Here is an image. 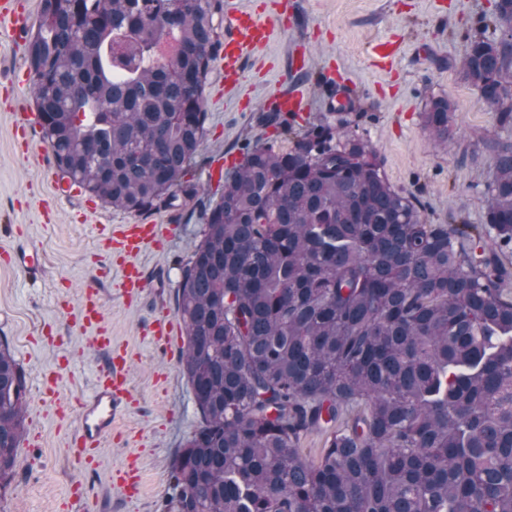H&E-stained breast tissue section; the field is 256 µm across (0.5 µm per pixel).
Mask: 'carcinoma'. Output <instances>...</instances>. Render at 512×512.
Masks as SVG:
<instances>
[{
  "label": "carcinoma",
  "instance_id": "1",
  "mask_svg": "<svg viewBox=\"0 0 512 512\" xmlns=\"http://www.w3.org/2000/svg\"><path fill=\"white\" fill-rule=\"evenodd\" d=\"M223 20L224 0H41L26 43L62 176L116 208L204 219L178 261L179 372L200 420L170 464L171 512H512V142L485 144L480 224L428 223L368 143L322 123L289 149L248 146L204 197ZM478 29L461 77L512 125V0ZM453 112L426 104L434 145ZM27 392L1 341L0 490Z\"/></svg>",
  "mask_w": 512,
  "mask_h": 512
}]
</instances>
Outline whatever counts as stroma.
<instances>
[{
  "mask_svg": "<svg viewBox=\"0 0 512 512\" xmlns=\"http://www.w3.org/2000/svg\"><path fill=\"white\" fill-rule=\"evenodd\" d=\"M29 16L26 33L0 35V253L37 255L40 268L0 263V338H6L28 375L25 430L14 478L0 492V512H159L170 499L169 464L199 423L193 396L179 373L184 335L167 347L148 334L153 319L175 316L181 280L179 260L202 238L199 213L116 210L62 180L45 141L31 84H17L27 71L26 42L36 32L40 0H19ZM257 8L275 27L273 38L249 54L239 83L223 86L211 73L204 155L196 176L214 192L211 162L231 174L246 145L290 147L274 116L284 94L304 93L306 108L294 126H344L376 151L390 184L415 197L431 224L458 219L479 224L486 210L492 166L485 149L492 139L512 141V125L484 111L458 70L466 56V32L491 14L495 0H234ZM395 48L392 62L373 58V43ZM352 94L336 101L337 82ZM445 97L456 106L455 137L434 148L422 124L426 103ZM156 222L170 235L135 258L147 282L137 300L120 289L122 269L104 248L101 230L114 224ZM96 281L105 324L129 353L134 401L98 451L90 475L69 453L79 425L80 400L89 395L102 354L79 324L83 289ZM54 371L58 400L42 402L40 379ZM134 463L140 480L130 491L111 483L112 469Z\"/></svg>",
  "mask_w": 512,
  "mask_h": 512,
  "instance_id": "35a3bbf8",
  "label": "stroma"
}]
</instances>
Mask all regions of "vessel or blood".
<instances>
[{
	"label": "vessel or blood",
	"instance_id": "b4317fda",
	"mask_svg": "<svg viewBox=\"0 0 512 512\" xmlns=\"http://www.w3.org/2000/svg\"><path fill=\"white\" fill-rule=\"evenodd\" d=\"M226 38L224 52L218 67L224 82L236 85L240 78V62L249 52L266 43L271 29L257 12L228 7L226 11ZM159 232L155 224H117L110 227L105 247L123 258L122 288L125 295L138 294L145 286L140 266L135 257L143 247L155 241ZM80 321L91 328L92 344L106 357L105 365L98 371L89 396L80 403V427L73 439V452L85 464L95 462V454L111 434L118 417L127 408L130 387L127 376V353L113 345L112 332L104 323V310L95 284H87L80 309Z\"/></svg>",
	"mask_w": 512,
	"mask_h": 512
}]
</instances>
